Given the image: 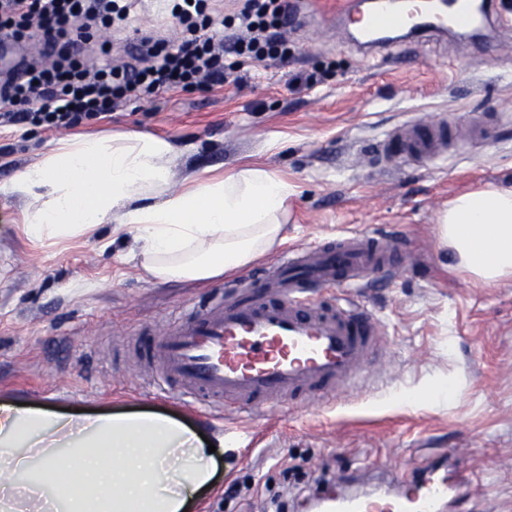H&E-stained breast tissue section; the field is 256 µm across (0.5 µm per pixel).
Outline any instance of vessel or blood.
<instances>
[{
  "label": "vessel or blood",
  "instance_id": "1",
  "mask_svg": "<svg viewBox=\"0 0 512 512\" xmlns=\"http://www.w3.org/2000/svg\"><path fill=\"white\" fill-rule=\"evenodd\" d=\"M489 0H449L432 14L425 0H352L343 11L347 29L361 46L382 51L385 33L432 34L483 25ZM448 143L441 126L408 134L391 132L385 156L426 162L442 156ZM404 255L392 238L350 234L285 251L250 284L234 289L223 304L198 312L156 338L150 355L163 380L188 394L252 411L276 399L325 386L356 385L377 335L372 315L348 298L321 302L319 289L362 288L370 274L393 270ZM453 487L426 470L413 476L405 494H359L333 488L322 512H441Z\"/></svg>",
  "mask_w": 512,
  "mask_h": 512
}]
</instances>
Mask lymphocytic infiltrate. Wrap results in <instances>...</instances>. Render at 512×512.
I'll list each match as a JSON object with an SVG mask.
<instances>
[{"label":"lymphocytic infiltrate","mask_w":512,"mask_h":512,"mask_svg":"<svg viewBox=\"0 0 512 512\" xmlns=\"http://www.w3.org/2000/svg\"><path fill=\"white\" fill-rule=\"evenodd\" d=\"M135 0H0V37L19 40L39 33L47 39L71 31L108 30L127 19ZM179 20L178 45L143 40L148 59L142 68L106 65L89 68L64 59L33 70L19 82L0 85V126L27 123L71 129L101 119L126 100L177 88L220 84L240 71L293 52L284 36L288 0H245L237 23L218 19L208 0H169ZM228 29L220 37L219 29Z\"/></svg>","instance_id":"1"}]
</instances>
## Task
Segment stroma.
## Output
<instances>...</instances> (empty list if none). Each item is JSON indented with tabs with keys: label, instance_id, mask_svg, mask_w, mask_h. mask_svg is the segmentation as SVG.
I'll return each instance as SVG.
<instances>
[{
	"label": "stroma",
	"instance_id": "35a3bbf8",
	"mask_svg": "<svg viewBox=\"0 0 512 512\" xmlns=\"http://www.w3.org/2000/svg\"><path fill=\"white\" fill-rule=\"evenodd\" d=\"M345 0H310L315 20L288 27L287 63L252 69L238 83L192 87L129 101L76 131L0 127V184L72 134L137 131L177 146L170 190L192 173L222 174L254 161L295 188L288 244L349 233L402 237L404 259L389 276L347 294L374 316L379 334L363 383L252 415L159 383L145 356L155 336L224 298V277L147 281L129 255L132 232L100 225L89 237L39 241L23 224L25 202L0 196V401L96 412L171 415L231 443L217 488L200 512H275L283 473L300 486L356 471L399 489L412 474L453 467L464 479L446 512H512V280L485 286L437 247L449 199L487 184L512 186V0H493L485 37L424 38L371 58L335 18ZM160 0H141L127 34L107 52L98 40L47 48L23 41L0 82L26 66L78 55L98 67L133 64L139 34L173 39ZM317 74L294 89L295 74ZM437 122L448 156L426 165L378 146L404 122ZM487 135L465 141L466 129ZM450 388L449 396L439 391Z\"/></svg>",
	"mask_w": 512,
	"mask_h": 512
}]
</instances>
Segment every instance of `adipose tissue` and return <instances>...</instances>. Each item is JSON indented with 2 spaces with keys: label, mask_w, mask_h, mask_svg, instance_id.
<instances>
[{
  "label": "adipose tissue",
  "mask_w": 512,
  "mask_h": 512,
  "mask_svg": "<svg viewBox=\"0 0 512 512\" xmlns=\"http://www.w3.org/2000/svg\"><path fill=\"white\" fill-rule=\"evenodd\" d=\"M171 141L139 134L57 143L0 194L25 200L32 238L72 241L120 220L135 232L147 280L201 282L251 266L286 239L295 192L274 170L245 163L188 175L168 189ZM438 243L476 281L512 277V187L449 201ZM161 414L74 415L0 402V512H196L214 486L215 450Z\"/></svg>",
  "instance_id": "adipose-tissue-1"
}]
</instances>
